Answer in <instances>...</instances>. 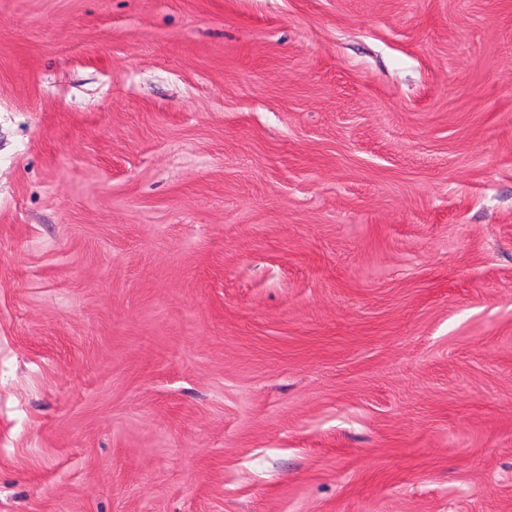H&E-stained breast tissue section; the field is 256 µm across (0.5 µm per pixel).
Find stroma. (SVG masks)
Returning <instances> with one entry per match:
<instances>
[{
    "label": "stroma",
    "instance_id": "obj_1",
    "mask_svg": "<svg viewBox=\"0 0 512 512\" xmlns=\"http://www.w3.org/2000/svg\"><path fill=\"white\" fill-rule=\"evenodd\" d=\"M0 512H512V0H0Z\"/></svg>",
    "mask_w": 512,
    "mask_h": 512
}]
</instances>
